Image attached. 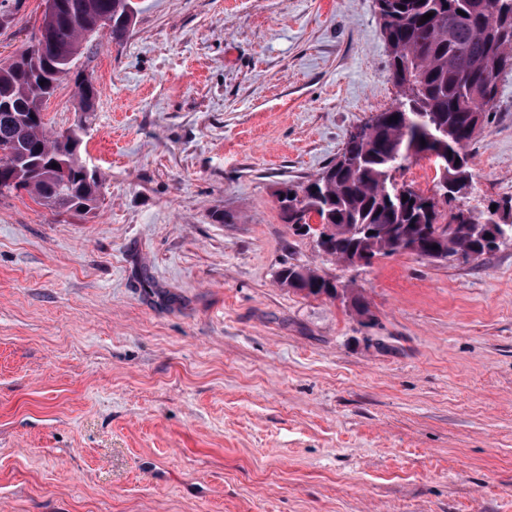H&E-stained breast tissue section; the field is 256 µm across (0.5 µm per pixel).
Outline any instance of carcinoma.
Returning a JSON list of instances; mask_svg holds the SVG:
<instances>
[{
  "label": "carcinoma",
  "instance_id": "1",
  "mask_svg": "<svg viewBox=\"0 0 512 512\" xmlns=\"http://www.w3.org/2000/svg\"><path fill=\"white\" fill-rule=\"evenodd\" d=\"M375 6L391 79L407 91L365 124L367 135L349 136L307 184H281L275 191L281 219L299 234L314 232L310 220L317 219L330 229L325 251L341 258L395 255L405 237L419 240L414 254L422 257H432L435 245L450 257L488 255L495 248L475 225L495 224L500 237L512 239V200L494 210L456 201L475 177L466 147L483 129L499 75L512 72V0H375ZM133 19L130 0H53L43 18L45 51L34 56L27 49L0 64V149L10 153L0 155V195L25 191L54 211L97 208L102 184L80 158L84 129L47 136L42 105L71 78L81 111H94V78L76 67L83 43L101 33L120 45ZM425 154L436 158L438 193L397 188L393 173ZM442 222L449 225L446 237L432 228ZM353 224L372 234L347 236ZM278 279L306 297H338L336 283L309 268L285 267Z\"/></svg>",
  "mask_w": 512,
  "mask_h": 512
}]
</instances>
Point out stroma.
I'll use <instances>...</instances> for the list:
<instances>
[{"label":"stroma","mask_w":512,"mask_h":512,"mask_svg":"<svg viewBox=\"0 0 512 512\" xmlns=\"http://www.w3.org/2000/svg\"><path fill=\"white\" fill-rule=\"evenodd\" d=\"M44 104L96 210L0 195V512H512V241L348 267L284 224L395 104L374 0H133ZM46 0L0 27L23 51ZM464 203L512 198V73ZM295 264L360 293L307 297Z\"/></svg>","instance_id":"1"}]
</instances>
